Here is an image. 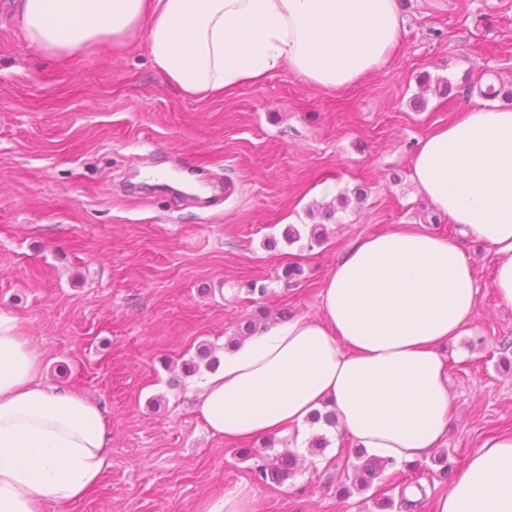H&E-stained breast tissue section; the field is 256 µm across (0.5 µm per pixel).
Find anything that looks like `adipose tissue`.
Returning a JSON list of instances; mask_svg holds the SVG:
<instances>
[{"instance_id":"1","label":"adipose tissue","mask_w":512,"mask_h":512,"mask_svg":"<svg viewBox=\"0 0 512 512\" xmlns=\"http://www.w3.org/2000/svg\"><path fill=\"white\" fill-rule=\"evenodd\" d=\"M24 44L67 65L102 46L145 43L154 67L200 101L285 70L327 91L386 68L402 0H16ZM411 178L435 211L497 258L512 308V107L486 103L428 130ZM322 314L264 328L199 385L206 427L230 441L282 433L305 453L314 412L368 456L403 467L448 431L446 345L471 324L474 268L447 236L409 226L356 241L320 292ZM39 354L0 310V512L82 499L110 465L107 423L81 393L44 384ZM435 512H512V434L471 453Z\"/></svg>"}]
</instances>
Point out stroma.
Masks as SVG:
<instances>
[{"mask_svg": "<svg viewBox=\"0 0 512 512\" xmlns=\"http://www.w3.org/2000/svg\"><path fill=\"white\" fill-rule=\"evenodd\" d=\"M11 2L0 0V310L43 380L99 405L111 434L96 485L44 512H204L231 490L251 512H371L364 494L336 492L346 437L325 450L338 466L257 481L242 451L262 440L210 433L182 363L202 344L223 351L256 306L272 323L319 317L344 249L400 224L458 241L475 265L473 321L444 350L449 464L512 433V308L491 286L495 257L435 219L411 180L419 137L482 104L467 86L512 84V0H403L398 54L360 85L325 91L283 71L207 101L184 96L141 44L66 66L32 52ZM445 79L453 95L439 93ZM327 182L350 206L318 196ZM291 262L304 268L295 285L282 277Z\"/></svg>", "mask_w": 512, "mask_h": 512, "instance_id": "35a3bbf8", "label": "stroma"}]
</instances>
